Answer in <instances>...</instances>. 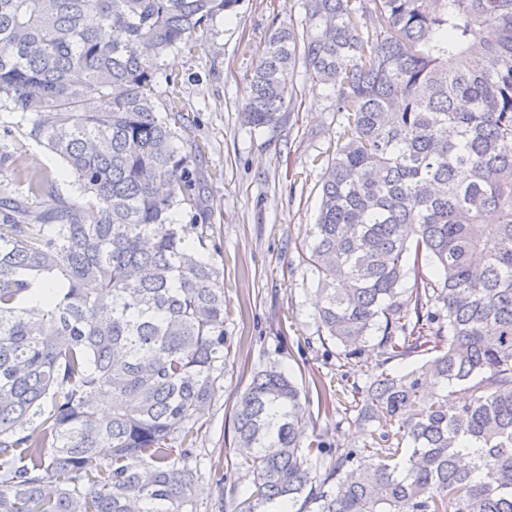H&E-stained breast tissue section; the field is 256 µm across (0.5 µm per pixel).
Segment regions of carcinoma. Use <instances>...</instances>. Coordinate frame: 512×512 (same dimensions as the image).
I'll return each mask as SVG.
<instances>
[{
  "label": "carcinoma",
  "mask_w": 512,
  "mask_h": 512,
  "mask_svg": "<svg viewBox=\"0 0 512 512\" xmlns=\"http://www.w3.org/2000/svg\"><path fill=\"white\" fill-rule=\"evenodd\" d=\"M240 2L0 0V109L19 118L0 173L27 187L0 197V512H196L224 284L191 242L196 120L152 75ZM304 7L303 34L271 35L243 120L281 122L299 56L337 88L347 125L303 254L318 317L348 364L373 340L385 365L426 362L342 390L378 434L346 453L307 432L284 371L257 372L234 411L238 512H512V0ZM16 128L79 200L8 150Z\"/></svg>",
  "instance_id": "cac0c4a2"
}]
</instances>
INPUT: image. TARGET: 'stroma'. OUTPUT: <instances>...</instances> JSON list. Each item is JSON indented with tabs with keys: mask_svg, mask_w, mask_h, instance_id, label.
I'll return each mask as SVG.
<instances>
[{
	"mask_svg": "<svg viewBox=\"0 0 512 512\" xmlns=\"http://www.w3.org/2000/svg\"><path fill=\"white\" fill-rule=\"evenodd\" d=\"M305 28L304 0H241L196 32L195 52L171 51L157 64L153 92L165 99L178 85L204 145L194 165L207 213L204 253L224 281V375L196 416L200 475L198 512H235L250 478L236 466L233 409L254 372L286 370L301 390L311 430L332 447L352 450L368 441L348 404L324 413L320 385L342 370L341 345L317 317L318 274L301 252L318 216L327 149L344 121L333 86L314 82L296 63V96L280 127L254 129L241 120L248 78L278 28ZM27 162L57 184L62 197L78 192L62 161L25 136L15 141Z\"/></svg>",
	"mask_w": 512,
	"mask_h": 512,
	"instance_id": "35a3bbf8",
	"label": "stroma"
}]
</instances>
